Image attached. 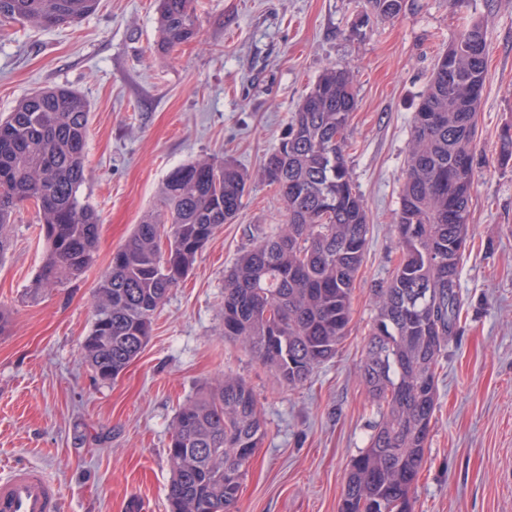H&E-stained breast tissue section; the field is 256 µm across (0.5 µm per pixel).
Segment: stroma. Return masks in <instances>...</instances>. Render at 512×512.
Listing matches in <instances>:
<instances>
[{"label":"stroma","mask_w":512,"mask_h":512,"mask_svg":"<svg viewBox=\"0 0 512 512\" xmlns=\"http://www.w3.org/2000/svg\"><path fill=\"white\" fill-rule=\"evenodd\" d=\"M365 0H196L199 34L157 49L156 0H101L73 26L0 25V115L38 87L89 103L82 200L101 218L96 261L77 281L30 296L46 256L33 207L17 212L0 263V470L30 465L60 488L65 512H168L167 448L180 406L224 376L254 390L267 437L238 512H338L352 459L378 420L360 382L374 292L399 255L394 232L411 118L438 57L467 21L487 32L464 307L437 371V405L412 512H512V167L497 162L512 124V0H406L393 20ZM353 75L348 163L370 220L348 336L288 389L223 334L224 275L285 210L259 175L292 113L330 65ZM250 176L219 228L156 313L150 339L115 380L80 357L95 289L112 255L160 205L167 175L207 158Z\"/></svg>","instance_id":"obj_1"}]
</instances>
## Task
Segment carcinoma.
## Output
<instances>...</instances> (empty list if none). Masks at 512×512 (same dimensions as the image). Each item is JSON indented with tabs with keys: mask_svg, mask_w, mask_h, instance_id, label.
Wrapping results in <instances>:
<instances>
[{
	"mask_svg": "<svg viewBox=\"0 0 512 512\" xmlns=\"http://www.w3.org/2000/svg\"><path fill=\"white\" fill-rule=\"evenodd\" d=\"M195 0H158V50L196 37ZM394 19L405 0H366ZM99 0H0V24L56 27L97 10ZM488 63L486 31L471 21L437 59L413 113L394 228L400 259L376 294L361 382L380 410L367 448L351 461L338 512H410L435 410L436 366L459 321L460 262L470 239L477 116ZM357 107L353 77L330 66L288 123L262 176L286 220L257 239L224 277V338L286 388L306 382L348 335L351 296L369 217L349 164ZM90 105L66 86L38 88L0 118V259L17 211L39 215L47 255L30 293L78 279L93 263L101 220L85 204ZM499 161L512 162V126ZM247 175L203 159L169 173L160 207L135 225L96 288L82 358L96 379L122 374L147 344L155 312L192 269L217 229L242 207ZM267 435L253 389L241 378L202 387L179 409L167 449L169 512H235L249 462Z\"/></svg>",
	"mask_w": 512,
	"mask_h": 512,
	"instance_id": "carcinoma-1",
	"label": "carcinoma"
}]
</instances>
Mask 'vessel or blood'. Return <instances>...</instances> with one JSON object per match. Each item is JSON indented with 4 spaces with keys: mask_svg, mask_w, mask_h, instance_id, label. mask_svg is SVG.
Returning <instances> with one entry per match:
<instances>
[{
    "mask_svg": "<svg viewBox=\"0 0 512 512\" xmlns=\"http://www.w3.org/2000/svg\"><path fill=\"white\" fill-rule=\"evenodd\" d=\"M0 512H62V498L41 470L16 466L0 480Z\"/></svg>",
    "mask_w": 512,
    "mask_h": 512,
    "instance_id": "obj_1",
    "label": "vessel or blood"
}]
</instances>
